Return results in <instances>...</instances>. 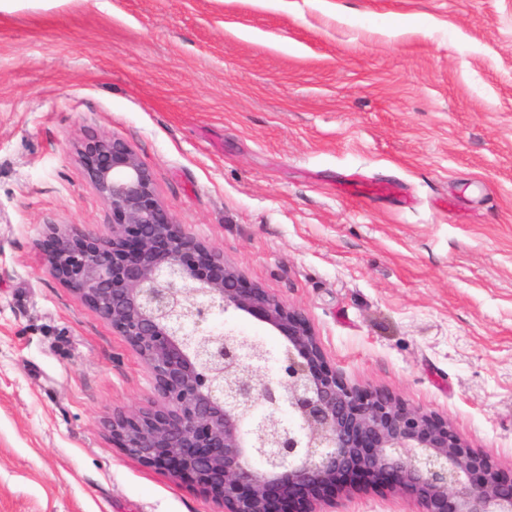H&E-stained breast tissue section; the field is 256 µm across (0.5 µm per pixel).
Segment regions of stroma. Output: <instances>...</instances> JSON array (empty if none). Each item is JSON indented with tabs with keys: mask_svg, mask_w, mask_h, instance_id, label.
Segmentation results:
<instances>
[{
	"mask_svg": "<svg viewBox=\"0 0 512 512\" xmlns=\"http://www.w3.org/2000/svg\"><path fill=\"white\" fill-rule=\"evenodd\" d=\"M96 134L345 384L512 474V0H0V512H219L113 445L150 373L45 259L51 225L110 232Z\"/></svg>",
	"mask_w": 512,
	"mask_h": 512,
	"instance_id": "1",
	"label": "stroma"
}]
</instances>
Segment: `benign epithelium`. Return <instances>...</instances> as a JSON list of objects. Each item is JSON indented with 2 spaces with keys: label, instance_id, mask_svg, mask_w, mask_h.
Listing matches in <instances>:
<instances>
[{
  "label": "benign epithelium",
  "instance_id": "benign-epithelium-1",
  "mask_svg": "<svg viewBox=\"0 0 512 512\" xmlns=\"http://www.w3.org/2000/svg\"><path fill=\"white\" fill-rule=\"evenodd\" d=\"M77 153L112 211L111 234L54 225L47 262L145 364L157 400L112 412L116 447L191 477L222 512H271L276 490L334 486L340 472L366 470L422 512H512L511 475L421 411L347 386L302 311L175 223L125 141L91 137ZM231 310L269 326L284 348L215 332V316Z\"/></svg>",
  "mask_w": 512,
  "mask_h": 512
}]
</instances>
